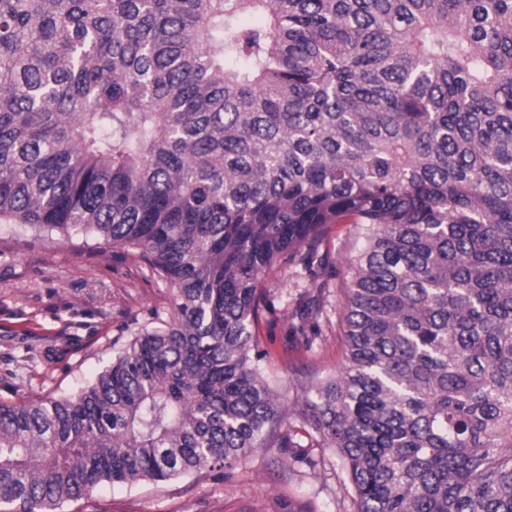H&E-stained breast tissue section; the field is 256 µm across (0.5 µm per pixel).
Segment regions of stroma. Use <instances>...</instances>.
I'll list each match as a JSON object with an SVG mask.
<instances>
[{"label":"stroma","mask_w":512,"mask_h":512,"mask_svg":"<svg viewBox=\"0 0 512 512\" xmlns=\"http://www.w3.org/2000/svg\"><path fill=\"white\" fill-rule=\"evenodd\" d=\"M270 303L253 328L269 376L299 406L311 377L344 358L339 288H314L280 264L267 274ZM165 281L123 247L84 232L24 235L0 224V404L65 396L92 379L142 328L171 320ZM298 447L262 448L232 469L166 483L103 485L62 512H355L333 449L298 429Z\"/></svg>","instance_id":"stroma-1"}]
</instances>
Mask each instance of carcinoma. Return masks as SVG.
<instances>
[{"instance_id":"cac0c4a2","label":"carcinoma","mask_w":512,"mask_h":512,"mask_svg":"<svg viewBox=\"0 0 512 512\" xmlns=\"http://www.w3.org/2000/svg\"><path fill=\"white\" fill-rule=\"evenodd\" d=\"M173 291L61 398L0 404V512L288 448L252 327L333 224L345 363L300 417L356 512H512V0H0V223Z\"/></svg>"}]
</instances>
